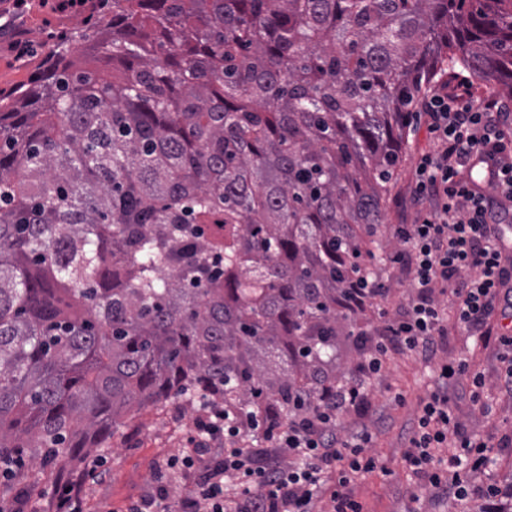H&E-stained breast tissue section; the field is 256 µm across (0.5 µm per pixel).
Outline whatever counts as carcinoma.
Wrapping results in <instances>:
<instances>
[{
  "instance_id": "cac0c4a2",
  "label": "carcinoma",
  "mask_w": 512,
  "mask_h": 512,
  "mask_svg": "<svg viewBox=\"0 0 512 512\" xmlns=\"http://www.w3.org/2000/svg\"><path fill=\"white\" fill-rule=\"evenodd\" d=\"M97 2L0 96V448L43 470L171 398L306 407L412 100L512 91V0Z\"/></svg>"
}]
</instances>
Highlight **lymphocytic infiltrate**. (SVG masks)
I'll return each mask as SVG.
<instances>
[{"label": "lymphocytic infiltrate", "mask_w": 512, "mask_h": 512, "mask_svg": "<svg viewBox=\"0 0 512 512\" xmlns=\"http://www.w3.org/2000/svg\"><path fill=\"white\" fill-rule=\"evenodd\" d=\"M407 126L425 132L431 145L416 167L419 217L394 227L399 247L388 257L390 267L410 276L407 301L392 312L378 307L377 324L358 331L363 345L356 367L308 411L262 427L264 442L286 452L287 460L245 447L243 419L212 407L196 421L188 450L166 463L189 482L188 493L169 501L160 472L154 490L126 512L164 506L170 512H315L322 500L327 512H363L348 488L377 467L367 451L372 434L357 422L369 406L371 384L392 355L433 352L452 323L494 342L512 390V335L491 324L493 315L512 317V239L502 234L508 219L502 203L512 202V101L475 97L468 77L458 73L422 98ZM464 167L477 171L478 182L461 178ZM407 446L405 461L420 485L463 512L502 497L497 484L474 480L488 465L491 443L462 430L446 392L420 401ZM447 447L461 449V457L442 458L439 451ZM101 466L96 457L79 470L60 467L40 501L22 488L0 496V512H83L87 479Z\"/></svg>", "instance_id": "1"}]
</instances>
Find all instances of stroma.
<instances>
[{"label": "stroma", "mask_w": 512, "mask_h": 512, "mask_svg": "<svg viewBox=\"0 0 512 512\" xmlns=\"http://www.w3.org/2000/svg\"><path fill=\"white\" fill-rule=\"evenodd\" d=\"M80 12H55L41 0H29L24 11H10L0 0V89L25 83L40 62L49 31L69 32L81 24ZM21 33L29 47L26 63L16 62L8 49L14 33ZM428 144L422 136L407 135L392 180V193L386 201L379 237L387 249H395L393 225L412 224L418 210L411 198L414 173L422 150ZM469 358L473 371L483 376L481 396L489 405L480 411L469 399V380H461L451 395L463 429L496 443L497 464L490 477L501 487L512 486V393L506 391L502 364L496 350L483 348L478 337L449 328L448 339L436 355H394L383 380L376 383L365 415L373 433L371 453L377 469L355 482L352 496L366 512H458V505L442 494L421 487L405 465L406 438L416 417L419 401L437 390L438 361ZM403 394L405 405H398L396 394ZM200 407L169 401L162 409L149 408L135 416L123 436L112 439L103 450L105 480L88 479L85 512H125L127 505L144 495L154 473L171 456L187 448L192 422Z\"/></svg>", "instance_id": "obj_1"}]
</instances>
